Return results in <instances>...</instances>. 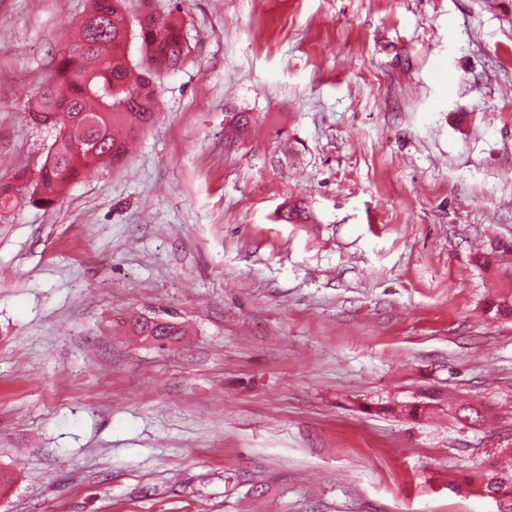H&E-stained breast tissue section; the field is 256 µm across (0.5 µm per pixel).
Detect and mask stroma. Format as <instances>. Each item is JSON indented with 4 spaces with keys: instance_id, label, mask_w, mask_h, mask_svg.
<instances>
[{
    "instance_id": "35a3bbf8",
    "label": "stroma",
    "mask_w": 512,
    "mask_h": 512,
    "mask_svg": "<svg viewBox=\"0 0 512 512\" xmlns=\"http://www.w3.org/2000/svg\"><path fill=\"white\" fill-rule=\"evenodd\" d=\"M88 9L0 0V183L41 168L31 93ZM173 12L188 55L124 165L0 210V512H496L448 478L512 448L474 264L512 238V0L124 10ZM310 217L311 212L307 204L289 198L288 202L283 205L278 219L288 224H303L309 221ZM134 329L136 334L142 336L144 340H147L148 336H153L154 342L159 344H165V341L175 339L176 336H182L181 327L176 322L159 317H147L138 320Z\"/></svg>"
}]
</instances>
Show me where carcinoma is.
<instances>
[{"label": "carcinoma", "instance_id": "cac0c4a2", "mask_svg": "<svg viewBox=\"0 0 512 512\" xmlns=\"http://www.w3.org/2000/svg\"><path fill=\"white\" fill-rule=\"evenodd\" d=\"M125 0H90L91 17L84 19L78 38L58 63L55 76L38 87L30 99L32 119L53 125L57 135L48 149L35 184L19 176L0 184V207L29 198L45 207L54 204L71 183V175L83 174L88 153L97 164L116 166L124 159L129 139L153 122L157 90L153 74L161 67H175L185 56L181 26L171 18L147 16L128 29L123 12ZM146 51L145 67L134 74L128 45L131 37ZM311 212L302 201L288 200L279 220L288 224L309 221ZM512 240L494 239L476 257L477 266L494 277L508 280L487 303L494 315L512 318ZM137 335L163 344L182 335L172 320L147 317L134 326ZM477 493L495 501L497 512H512V470L489 469L463 477Z\"/></svg>", "mask_w": 512, "mask_h": 512}]
</instances>
